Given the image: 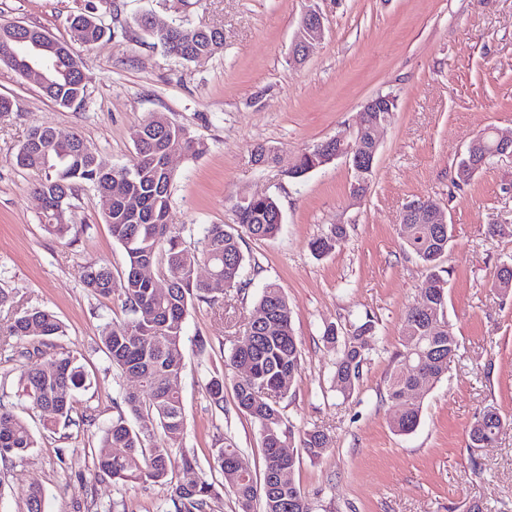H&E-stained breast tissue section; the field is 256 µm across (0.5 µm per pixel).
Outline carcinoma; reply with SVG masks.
Wrapping results in <instances>:
<instances>
[{
    "label": "carcinoma",
    "mask_w": 512,
    "mask_h": 512,
    "mask_svg": "<svg viewBox=\"0 0 512 512\" xmlns=\"http://www.w3.org/2000/svg\"><path fill=\"white\" fill-rule=\"evenodd\" d=\"M182 25L177 23L165 32H149L166 55L179 61L193 62L218 52L224 37L207 29L197 41L186 44L181 38ZM71 42L58 47L62 57L58 69L49 76L45 95L66 107L76 95H85L84 75L76 47L98 43L107 33L101 18L94 13H77L70 21ZM41 30L22 27L17 35L0 24V63L21 73L34 55L25 37H35ZM143 127L147 140L135 146L130 164L112 168V174L126 181L127 194L139 201V219L132 220L120 199L111 195L109 180L96 172L93 148L79 134L61 144L52 141L46 131L35 127L29 131L16 154V164L23 169H38L43 178L35 192L44 197V229L63 239L73 225L68 223L74 192L81 185L92 188L99 200L101 216L112 238L124 248L128 262L121 275L100 261L83 267L81 280L85 288L103 297L117 296L123 311L131 318L123 323L106 325L99 336V347L112 366L127 373L134 370L142 377V393L127 392L111 426L104 431L106 448H123L121 456H99L96 468L122 483H160L171 485L176 512H206L209 501L218 495L216 482L202 477L193 486L172 484L174 468L172 449L180 447L184 432V410L177 387L183 369V324L194 301L212 292L205 283L192 277L191 269L207 263L224 281V288L241 290L245 257L239 236L211 224L204 230L201 248L188 247L186 241L171 230L168 215L171 187L175 173L163 167L170 150L193 155L206 150L187 127L171 121L162 113L146 119ZM318 148L302 153L296 160L291 178L304 179L313 171V157ZM236 223L256 240H271L281 230V210L270 196H253L233 205ZM345 234L341 225L331 226L310 242L312 255L319 258L331 253ZM400 236L405 248L423 264L436 288L421 297L405 312L401 325L396 364L386 380L389 399L403 404L402 414L392 419V427L401 434L413 432L420 424L421 406L410 399L414 387L431 388L448 372V364L458 351V340L448 330L445 317V282L436 275L439 262L448 251V230L442 224H402ZM150 258L173 282L165 294H158L151 284L138 277L137 268ZM249 335L254 343L232 348L228 363L239 375L233 385L237 410L257 426L264 468L262 478L234 468L239 449L232 442L213 452V469L220 475L234 474L232 489L239 512H255L254 503L262 501V512H310L306 496L295 484L281 483L277 472L281 460L276 449L294 447V432L284 424L279 399L288 393L301 368V348L291 320V311L281 286L267 283L250 313ZM373 321L353 325L346 335L330 324L323 331V341L336 350L334 378L342 395L355 391L366 354ZM63 335V324L45 309L32 308L14 317L4 342L15 341L17 357L30 359L45 354L43 347ZM87 387V374L74 356L59 353L30 369L23 380V392L33 408L47 414L44 427L54 430L71 421L74 395ZM215 407L224 410V381L212 378L207 386ZM136 426H131L128 417ZM504 426L494 409L485 410L470 426V447L476 443H493ZM330 438L319 429L304 430L299 447L312 460L319 459L329 447ZM36 447V439L27 422L0 406V456L22 457Z\"/></svg>",
    "instance_id": "obj_1"
}]
</instances>
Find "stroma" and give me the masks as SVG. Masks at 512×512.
<instances>
[{"label": "stroma", "instance_id": "35a3bbf8", "mask_svg": "<svg viewBox=\"0 0 512 512\" xmlns=\"http://www.w3.org/2000/svg\"><path fill=\"white\" fill-rule=\"evenodd\" d=\"M310 8L324 15L325 38L297 64L291 43ZM88 9L111 33L78 50L83 101L58 106L0 65V96L13 102L0 119V288L14 300L0 309V330L24 309L54 312L65 333L50 351L74 354L91 379L71 424L46 430L22 391L31 361L16 360L0 342V405L25 418L37 440L25 456L0 457V512H25L33 487L44 492V512H174L168 486L121 484L94 464L117 400L136 382L98 347L105 324L126 321L127 313L116 298L91 294L80 273L98 260L121 273L126 252L86 188L75 193L70 234L49 235L34 192L41 174L15 163L28 131L46 126L80 133L111 165L129 164L136 131L153 113L185 125L207 146L173 159L169 222L188 245L211 224L239 232L231 206L240 197L272 196L282 213L274 239L239 233L251 271L245 290L213 291L186 319L181 448L198 466L175 468L174 481L209 474L214 448L227 440L243 465L262 475L259 431L235 408L237 372L225 358L244 342L263 284L274 281L288 298L302 349L301 370L279 402L284 423L331 438L319 460L293 451L291 477L310 512H469L475 503L512 512V294L494 286L500 265L512 259V236L488 232L493 224L512 225V161L492 160L469 183H455L456 165L478 132L512 129V0H0V22L63 41L69 16ZM148 11L222 29L224 47L209 58L177 61L136 25ZM379 94L394 95L397 108L379 134L363 197H351L354 172L341 159L303 181L289 177L303 151L355 131L364 103ZM260 146L272 149L274 160L256 164ZM423 199L452 226L440 268L460 350L447 375L423 393L418 428L401 435L390 426L397 408L385 398L386 378L404 313L429 280L398 226L405 207ZM334 224L344 226L345 238L314 258L310 241ZM366 318L375 326L372 349L355 392L345 397L334 387L336 353L322 334L327 325L347 332ZM216 375L226 386L220 409L206 390ZM488 408L505 427L492 445L470 448L468 429Z\"/></svg>", "mask_w": 512, "mask_h": 512}]
</instances>
